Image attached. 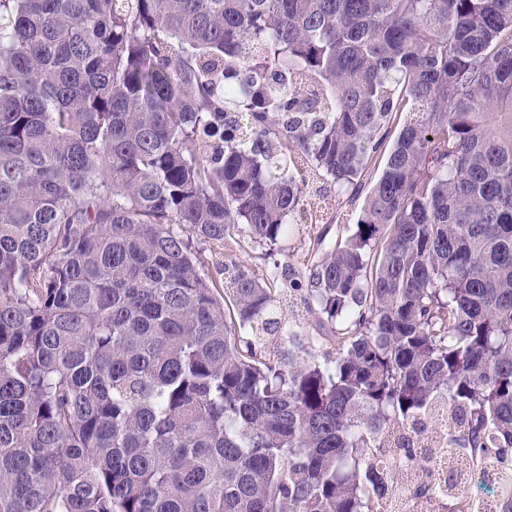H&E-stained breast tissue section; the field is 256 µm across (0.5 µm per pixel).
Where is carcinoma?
I'll use <instances>...</instances> for the list:
<instances>
[{
	"instance_id": "obj_1",
	"label": "carcinoma",
	"mask_w": 512,
	"mask_h": 512,
	"mask_svg": "<svg viewBox=\"0 0 512 512\" xmlns=\"http://www.w3.org/2000/svg\"><path fill=\"white\" fill-rule=\"evenodd\" d=\"M318 179L321 361L203 258ZM434 417L512 512V0H0V512H382Z\"/></svg>"
}]
</instances>
